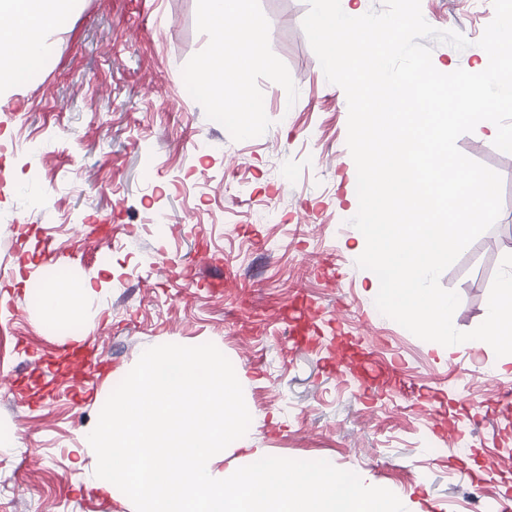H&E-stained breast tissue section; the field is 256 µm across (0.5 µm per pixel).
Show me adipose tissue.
Returning a JSON list of instances; mask_svg holds the SVG:
<instances>
[{"label": "adipose tissue", "instance_id": "ef3b65f1", "mask_svg": "<svg viewBox=\"0 0 512 512\" xmlns=\"http://www.w3.org/2000/svg\"><path fill=\"white\" fill-rule=\"evenodd\" d=\"M76 0H0V17L10 23L0 26V45L9 46L0 55V90L8 86L20 65L42 58L46 46V26L70 12Z\"/></svg>", "mask_w": 512, "mask_h": 512}]
</instances>
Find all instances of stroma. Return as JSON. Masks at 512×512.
Wrapping results in <instances>:
<instances>
[{
    "label": "stroma",
    "instance_id": "35a3bbf8",
    "mask_svg": "<svg viewBox=\"0 0 512 512\" xmlns=\"http://www.w3.org/2000/svg\"><path fill=\"white\" fill-rule=\"evenodd\" d=\"M260 4L298 99L260 81L271 124L259 137L233 140L185 87L208 43L197 0H79L0 97V512H135L123 492L93 489L94 451H74L143 350L206 342L242 374L248 434L270 455L333 462L416 512L512 504V375L467 347L440 361L378 311L379 280L356 265L346 95L302 28L306 0ZM421 10L469 41L433 44V63L479 61L491 0ZM457 146L502 178L498 220L440 277L470 331L512 250V154L473 133ZM268 207L277 221H257ZM159 210L178 232L157 230ZM63 277L95 284L79 318L40 312L41 289ZM66 343L106 372L79 399ZM466 457L479 472L459 468Z\"/></svg>",
    "mask_w": 512,
    "mask_h": 512
}]
</instances>
